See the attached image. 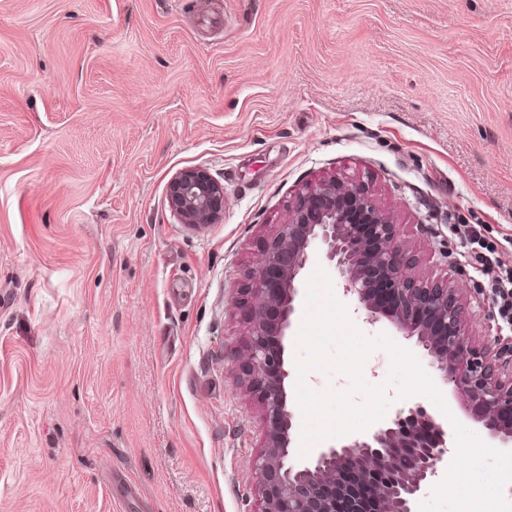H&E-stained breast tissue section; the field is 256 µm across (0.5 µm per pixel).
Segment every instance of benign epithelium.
I'll return each instance as SVG.
<instances>
[{
  "label": "benign epithelium",
  "instance_id": "1",
  "mask_svg": "<svg viewBox=\"0 0 512 512\" xmlns=\"http://www.w3.org/2000/svg\"><path fill=\"white\" fill-rule=\"evenodd\" d=\"M169 201L182 223H218L224 186L200 169L178 172ZM320 252L344 295L371 325L387 321L415 340L441 381L466 401L490 439L512 444V353L490 360L464 332L465 306L448 279L415 272L416 254L360 176L336 174L306 184L288 220L274 226L248 273L247 364L241 384L260 395L265 428L256 463L259 512H415L428 481L448 464V420L416 402L345 444L291 458L296 413L288 405L284 338L296 313L301 272Z\"/></svg>",
  "mask_w": 512,
  "mask_h": 512
}]
</instances>
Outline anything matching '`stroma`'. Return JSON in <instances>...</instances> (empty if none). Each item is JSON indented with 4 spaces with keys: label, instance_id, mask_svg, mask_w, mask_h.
I'll use <instances>...</instances> for the list:
<instances>
[{
    "label": "stroma",
    "instance_id": "stroma-1",
    "mask_svg": "<svg viewBox=\"0 0 512 512\" xmlns=\"http://www.w3.org/2000/svg\"><path fill=\"white\" fill-rule=\"evenodd\" d=\"M186 168L224 186L200 231L168 203ZM335 173L512 348L455 230L512 267V0H0V512H259L233 299ZM463 235L465 238L471 241L472 251L471 258L474 260L476 264L481 266L487 265H501V261L496 257V250L494 247L486 244L482 238L480 230L476 227L466 226L464 225ZM474 246H477L479 249H476Z\"/></svg>",
    "mask_w": 512,
    "mask_h": 512
}]
</instances>
